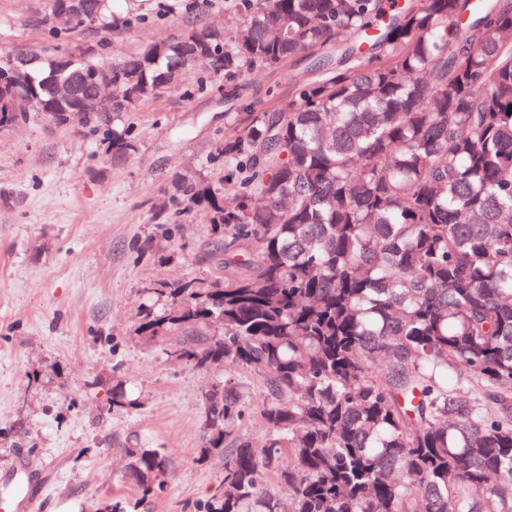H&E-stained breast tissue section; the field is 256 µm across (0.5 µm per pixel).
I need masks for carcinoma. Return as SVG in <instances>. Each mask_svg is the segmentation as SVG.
<instances>
[{
	"mask_svg": "<svg viewBox=\"0 0 512 512\" xmlns=\"http://www.w3.org/2000/svg\"><path fill=\"white\" fill-rule=\"evenodd\" d=\"M239 27L197 22L118 60L59 59L71 33L114 26L112 0H83L93 21L48 25L59 49L26 54L0 83V130L61 123L96 74L134 95L112 100L109 130L205 57L238 79L331 42L336 65L224 139V189L175 182L210 214L216 274L154 288L148 339L179 333L172 354L262 376L247 401L230 376L204 397L199 459L224 463L203 512H512V0H230ZM112 162L130 130L102 139ZM121 385L110 408L131 407ZM259 411L260 446L236 424ZM136 512L166 489L169 457L126 448ZM288 487L276 500L267 483Z\"/></svg>",
	"mask_w": 512,
	"mask_h": 512,
	"instance_id": "carcinoma-1",
	"label": "carcinoma"
}]
</instances>
